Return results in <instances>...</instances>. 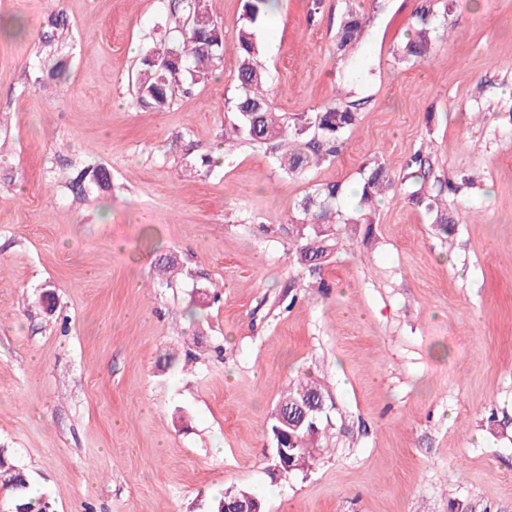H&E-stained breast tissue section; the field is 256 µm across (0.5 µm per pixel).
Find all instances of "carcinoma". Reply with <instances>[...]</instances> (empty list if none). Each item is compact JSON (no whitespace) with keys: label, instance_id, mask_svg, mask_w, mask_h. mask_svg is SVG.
I'll use <instances>...</instances> for the list:
<instances>
[{"label":"carcinoma","instance_id":"carcinoma-1","mask_svg":"<svg viewBox=\"0 0 512 512\" xmlns=\"http://www.w3.org/2000/svg\"><path fill=\"white\" fill-rule=\"evenodd\" d=\"M273 0H245L244 23L240 26L233 44L237 56V81L239 92L231 101L233 114V140L236 144H271L277 150L275 160L285 173L298 176L314 164L339 155L345 145V135L358 121L363 102L351 99L350 92L343 89L337 98L306 115L302 119H290L285 113L274 111L268 94V75L259 60L256 40V25L267 13ZM185 13L201 10L207 20L205 26L176 27V33L148 47L141 56V70L136 85L138 103L155 112L167 110L173 99V90L186 82L192 86L208 79L221 62L227 45L209 14L207 5L192 7L191 0H183ZM438 17L436 0H417L414 9L412 35L395 57L400 64L420 63L434 52L430 29ZM363 22L357 10L349 5L343 13L336 31V52L342 56L359 41L363 33ZM430 170L429 158L421 151L415 153L407 163V173L401 183H409L416 189L409 193L415 205L428 212H436V224L449 236L455 230V221L448 212L437 210L439 198L452 193L466 195L474 185L466 173L452 180L439 182L435 191L425 193L423 183ZM100 185L99 168L88 166L81 170L72 186L80 190ZM394 185L390 169L383 162H374L363 179L359 196L360 211H369L377 195ZM342 190L339 184L316 187L301 201L303 222L296 231L300 259L311 262L331 253L332 226L341 223V214L335 209V200ZM328 391L320 386L302 381L290 386L282 395L278 406L290 409L303 406L314 400H325ZM322 420L315 425H302L293 432L297 454L308 467L314 462L319 445ZM0 485L12 493L14 512H44L48 502L43 498H32L28 494L27 476L17 469L6 454L0 455ZM250 495L257 501L262 498L254 491L236 488L212 502V512H224V503Z\"/></svg>","mask_w":512,"mask_h":512}]
</instances>
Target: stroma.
<instances>
[{
    "label": "stroma",
    "instance_id": "stroma-1",
    "mask_svg": "<svg viewBox=\"0 0 512 512\" xmlns=\"http://www.w3.org/2000/svg\"><path fill=\"white\" fill-rule=\"evenodd\" d=\"M446 2L432 58L401 65L415 0H356L343 57L346 0H277L273 107L365 100L344 152L294 177L264 145L222 154L234 53L137 105L174 0H0V449L50 512H209L231 486L265 512H512V0ZM419 150L430 179L477 180L443 201L454 233L398 185L309 273L302 198L339 183L353 214L373 161L400 175ZM90 163L105 188L73 189ZM299 378L329 391L325 450L282 477L269 427ZM363 29L359 13L352 5L347 4L336 31V52L341 57L359 41Z\"/></svg>",
    "mask_w": 512,
    "mask_h": 512
}]
</instances>
